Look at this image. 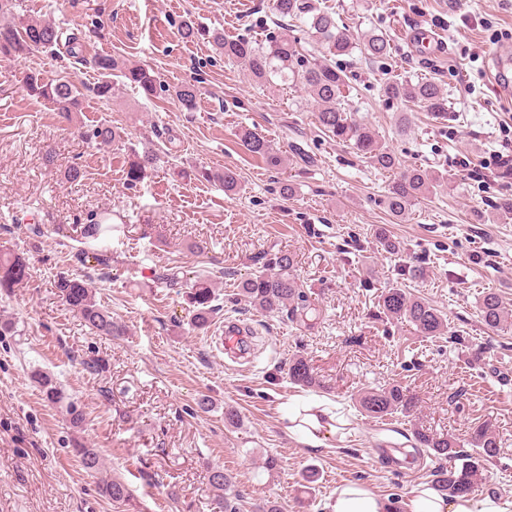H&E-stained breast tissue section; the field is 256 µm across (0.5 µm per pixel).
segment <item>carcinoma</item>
I'll return each mask as SVG.
<instances>
[{"label":"carcinoma","mask_w":512,"mask_h":512,"mask_svg":"<svg viewBox=\"0 0 512 512\" xmlns=\"http://www.w3.org/2000/svg\"><path fill=\"white\" fill-rule=\"evenodd\" d=\"M14 8V0H0L1 62L52 48L61 42V28L46 20L17 22ZM273 10L280 19V23L276 24L278 33L270 36L264 44L246 37L226 38L221 33L211 34L191 20L182 21L178 33L186 42L204 38L212 40L224 60L244 66L257 84L268 83L278 76L283 81L301 85L316 103L319 125L332 133L336 141L351 145L380 170H399V177L388 189L384 203L393 216L401 220L406 218L414 201L443 180L444 176L416 165H402L394 152L379 144L372 128L352 117L349 76L336 66V57L350 56L356 51L369 58L385 57L391 50L390 40L382 33L362 32L354 35L343 32L336 24L333 12L314 10L305 0H273ZM300 25L308 27L315 34L320 45L319 56L309 58L299 51L290 31ZM91 66L98 74V82L85 91L73 80L60 78L47 81L32 72L24 76V85L30 96L49 104L64 123L73 122L75 114L83 110V102L88 96L101 101L110 100L116 81L141 90L147 96L171 91L149 69L121 64L108 53L96 55L91 60ZM173 91L183 106L192 107L199 92L198 78L186 81ZM380 92L388 100L417 104L438 114L448 112V100L443 90L431 80L413 81L393 77L381 85ZM83 135L92 143L108 146L122 139V128L110 120H104L85 130ZM241 141L250 153L265 159L270 165L278 167L284 164L285 158L260 134L246 130L241 134ZM160 161L158 154L133 156L126 169L128 188L136 187L144 178L146 169L158 165ZM200 174L207 181L222 182L227 192L237 188V174L230 169L222 174L207 170L200 171ZM110 234L112 225L104 223L100 215H87L86 222L80 227L81 247L73 255L75 261L95 270H111L112 250L100 244L101 238ZM259 260L262 270L241 280L240 296L259 310L285 314L293 320L306 322L312 307L293 274L294 255L288 251H277L265 253L259 256ZM28 276L26 259L9 248H1L0 294H12ZM53 287L60 300L76 312L94 334L109 337L125 335L124 326L114 321L111 312L95 300L90 280L61 272L54 278ZM188 300L192 307V325L196 329L205 328L215 311L211 285L204 280L194 281L189 285ZM380 309L390 319L413 325L425 337L438 336L445 329V319L437 309L397 286L385 289L380 297ZM479 316L486 326L498 328L507 319L508 311L496 293L488 292L480 301ZM288 374L292 381L301 386L318 385L313 367L301 356L289 362ZM33 379L48 401L54 403L60 399V391L50 376L38 372ZM355 403L363 412L382 418L417 411L419 399L408 389L390 384L358 394ZM414 436L418 447L431 450L437 458L442 456L451 461L450 466L439 467L433 474L434 490L445 497L471 491L480 480L484 462L495 457L500 446L496 437L483 426L471 434L470 453L461 450L460 444L448 436H437L419 428L414 430ZM73 453L86 473L93 475L101 471L102 461L97 449L77 442ZM208 482L213 490L211 512H243L241 496L234 489L233 477L224 467H212ZM99 492L117 504L128 501L131 496L127 482L117 477L100 479Z\"/></svg>","instance_id":"carcinoma-1"}]
</instances>
